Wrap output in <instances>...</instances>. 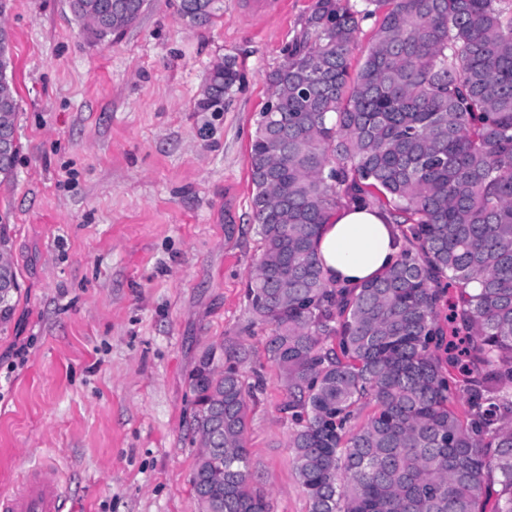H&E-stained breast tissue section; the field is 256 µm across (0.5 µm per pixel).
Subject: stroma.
I'll return each mask as SVG.
<instances>
[{"instance_id":"35a3bbf8","label":"stroma","mask_w":512,"mask_h":512,"mask_svg":"<svg viewBox=\"0 0 512 512\" xmlns=\"http://www.w3.org/2000/svg\"><path fill=\"white\" fill-rule=\"evenodd\" d=\"M316 0H224L191 26L150 0L112 40L69 0H8L19 154L0 182L20 274L0 323V495L55 459L64 512H202L188 377L212 346L241 345L251 482L274 512H309L295 424L245 297L262 240L250 145L268 76ZM240 81L196 108L211 65Z\"/></svg>"}]
</instances>
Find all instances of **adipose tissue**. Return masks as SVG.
Segmentation results:
<instances>
[{"label": "adipose tissue", "mask_w": 512, "mask_h": 512, "mask_svg": "<svg viewBox=\"0 0 512 512\" xmlns=\"http://www.w3.org/2000/svg\"><path fill=\"white\" fill-rule=\"evenodd\" d=\"M401 250L402 242L387 212L356 203L333 211L317 241L327 278L350 288L382 276Z\"/></svg>", "instance_id": "obj_1"}]
</instances>
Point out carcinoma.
Wrapping results in <instances>:
<instances>
[{
	"label": "carcinoma",
	"mask_w": 512,
	"mask_h": 512,
	"mask_svg": "<svg viewBox=\"0 0 512 512\" xmlns=\"http://www.w3.org/2000/svg\"><path fill=\"white\" fill-rule=\"evenodd\" d=\"M316 0L250 146L263 248L246 297L271 327L269 360L287 394L288 440L309 512H512V8L506 0ZM148 0H70L97 41L133 26ZM222 0H180L209 22ZM382 11L356 74L359 18ZM0 27V84L13 70ZM230 58L206 77L199 112L224 111ZM15 90H0L14 133ZM17 144L0 157L14 172ZM359 202L393 218L403 249L354 290L316 251L326 216ZM0 321L18 275L4 258ZM479 283L472 292L470 285ZM449 313L441 317L448 290ZM240 345L211 347L189 376L204 512H273L249 484ZM374 413L356 423L360 406Z\"/></svg>",
	"instance_id": "obj_1"
}]
</instances>
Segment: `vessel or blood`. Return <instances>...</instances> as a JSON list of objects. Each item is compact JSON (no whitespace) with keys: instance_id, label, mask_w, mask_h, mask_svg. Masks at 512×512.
I'll use <instances>...</instances> for the list:
<instances>
[{"instance_id":"1","label":"vessel or blood","mask_w":512,"mask_h":512,"mask_svg":"<svg viewBox=\"0 0 512 512\" xmlns=\"http://www.w3.org/2000/svg\"><path fill=\"white\" fill-rule=\"evenodd\" d=\"M60 469L48 462L18 484L16 490L0 496V512H64L58 492Z\"/></svg>"}]
</instances>
